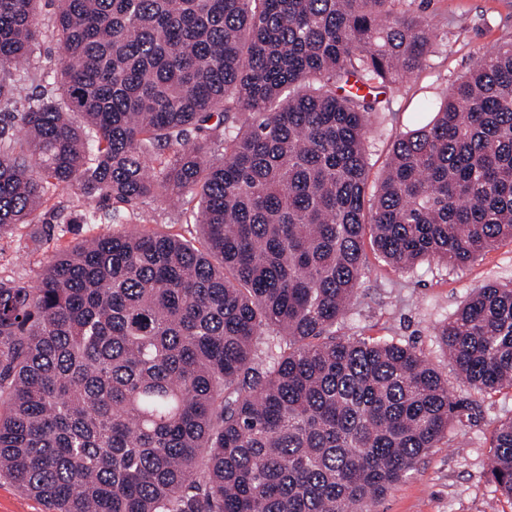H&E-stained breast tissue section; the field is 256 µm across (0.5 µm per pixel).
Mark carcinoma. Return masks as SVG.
Instances as JSON below:
<instances>
[{
	"label": "carcinoma",
	"instance_id": "1",
	"mask_svg": "<svg viewBox=\"0 0 512 512\" xmlns=\"http://www.w3.org/2000/svg\"><path fill=\"white\" fill-rule=\"evenodd\" d=\"M61 95L10 68L40 0H0V232L48 186L200 198L204 246L104 235L0 279V474L54 512H369L464 408L411 345L336 336L364 245L452 267L512 239V42L392 145L370 117L427 65L407 0H53ZM78 114L83 124L70 119ZM160 160V167L153 166ZM459 376L512 389V286L438 329ZM490 475L512 498V419Z\"/></svg>",
	"mask_w": 512,
	"mask_h": 512
}]
</instances>
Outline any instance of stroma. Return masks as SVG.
<instances>
[{"mask_svg": "<svg viewBox=\"0 0 512 512\" xmlns=\"http://www.w3.org/2000/svg\"><path fill=\"white\" fill-rule=\"evenodd\" d=\"M414 10L438 25L427 66L398 91L390 93V109L375 120L369 140V187L379 183L393 141L402 132L430 120L429 103L444 97L459 75L472 69L496 46L512 41V0H413ZM54 9L41 6L43 33L34 51L42 78L27 82L28 94L57 88L60 52L52 37ZM117 212L120 223L83 224L89 209ZM199 200L174 204L163 197L133 205L87 199L74 187L47 188L34 223L0 234V278L35 281L50 258L83 238L100 234L164 232L200 240L195 222ZM366 275L357 299L337 323L341 337L412 345L447 379L455 396L466 398L448 435L417 463L409 478L378 500L374 512H512V499L502 495L488 473L495 428L512 418V389L482 393L465 386L436 336L437 327L461 307L475 289L489 283L512 284V240L499 241L473 263L453 268L438 261L406 270L366 253Z\"/></svg>", "mask_w": 512, "mask_h": 512, "instance_id": "stroma-1", "label": "stroma"}]
</instances>
